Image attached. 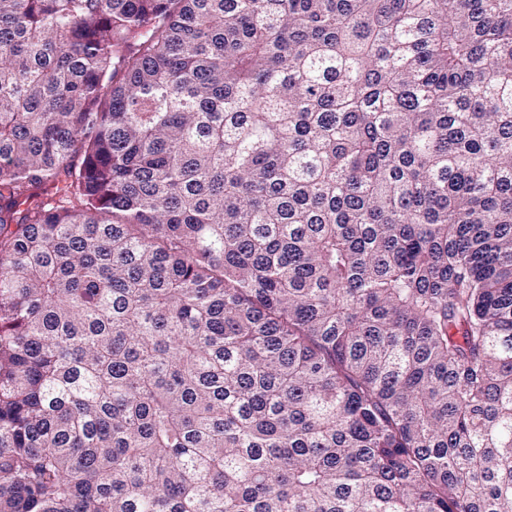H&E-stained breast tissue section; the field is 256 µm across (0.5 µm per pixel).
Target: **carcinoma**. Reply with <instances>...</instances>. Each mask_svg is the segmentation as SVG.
<instances>
[{"label": "carcinoma", "instance_id": "cac0c4a2", "mask_svg": "<svg viewBox=\"0 0 512 512\" xmlns=\"http://www.w3.org/2000/svg\"><path fill=\"white\" fill-rule=\"evenodd\" d=\"M0 512H512V0H0Z\"/></svg>", "mask_w": 512, "mask_h": 512}]
</instances>
